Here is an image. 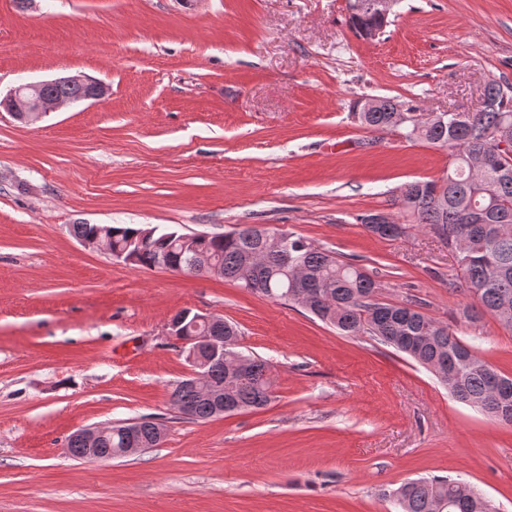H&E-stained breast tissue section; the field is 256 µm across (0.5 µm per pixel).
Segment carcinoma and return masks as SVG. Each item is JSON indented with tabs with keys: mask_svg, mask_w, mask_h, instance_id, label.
Wrapping results in <instances>:
<instances>
[{
	"mask_svg": "<svg viewBox=\"0 0 512 512\" xmlns=\"http://www.w3.org/2000/svg\"><path fill=\"white\" fill-rule=\"evenodd\" d=\"M349 2V24L365 39L375 30L383 32L387 20L354 11ZM502 85L490 83L484 96L491 107L471 113L459 124L447 113L445 124L415 129L397 123L400 103L390 97L378 99L371 112H356L357 121L371 131L395 129L408 141L418 139L448 149L453 161L448 175L438 180H417L401 189L400 205L416 224L376 225L366 223L374 235L396 240L414 227L427 229L448 242L455 257V279L478 304L463 310L465 321L475 323L488 314L512 328V153L500 149L512 141V93L501 95ZM88 92L82 85L63 83L48 93L76 100ZM142 226H112V250L136 256L131 265L144 268L180 269L185 275H207L201 259L182 250L181 233L155 228L148 242H139ZM199 252L223 269L222 278L252 293L301 305L343 336H369L431 371L456 399L484 411L504 424L512 415L497 410L498 381L502 373L480 360L472 344L431 316L408 304L378 301L377 283L362 268L339 260L328 250L312 246L304 238L287 234L277 248L262 238L254 225H242L223 235L204 238ZM189 336L239 335L237 326L225 321L207 328L189 329ZM246 372L235 374V360L211 361L205 365L210 385L224 390V412L261 408L271 400L274 377L265 360L244 356ZM170 402L191 419L214 417L210 399L181 380L170 391ZM137 444L154 448L160 444L155 428L142 423L135 433ZM130 447L125 425L112 424V433L100 445L102 454L116 456ZM402 512H497L480 492L461 488L457 480L419 478L402 483L390 492Z\"/></svg>",
	"mask_w": 512,
	"mask_h": 512,
	"instance_id": "carcinoma-1",
	"label": "carcinoma"
}]
</instances>
